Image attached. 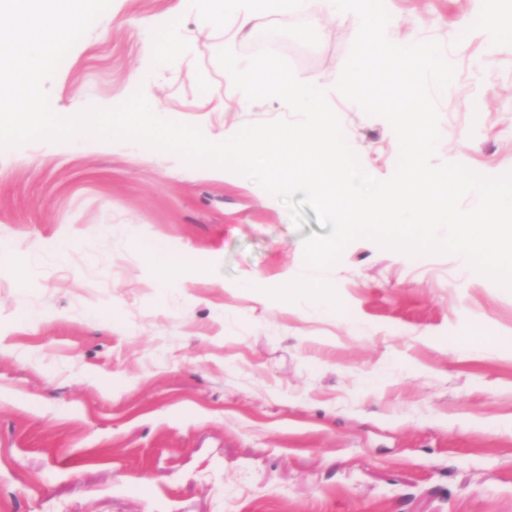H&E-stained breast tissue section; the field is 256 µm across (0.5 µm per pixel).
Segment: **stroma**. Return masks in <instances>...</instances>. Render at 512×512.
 <instances>
[{
  "instance_id": "35a3bbf8",
  "label": "stroma",
  "mask_w": 512,
  "mask_h": 512,
  "mask_svg": "<svg viewBox=\"0 0 512 512\" xmlns=\"http://www.w3.org/2000/svg\"><path fill=\"white\" fill-rule=\"evenodd\" d=\"M486 0H391L401 40L441 43L435 163L512 173V35L489 45ZM348 14H275L241 31L177 0H111L46 84L61 116L135 91L161 116L226 130L296 120L225 90L220 49L285 58L326 91L347 143L390 178L389 123L336 89ZM184 50L163 53L170 33ZM283 201L135 142L38 140L0 150V512H512V289L456 254L359 238L321 272ZM65 238L60 259L54 241ZM191 255L159 287L137 245ZM311 276L343 310L273 291ZM482 338L472 343L471 332Z\"/></svg>"
}]
</instances>
